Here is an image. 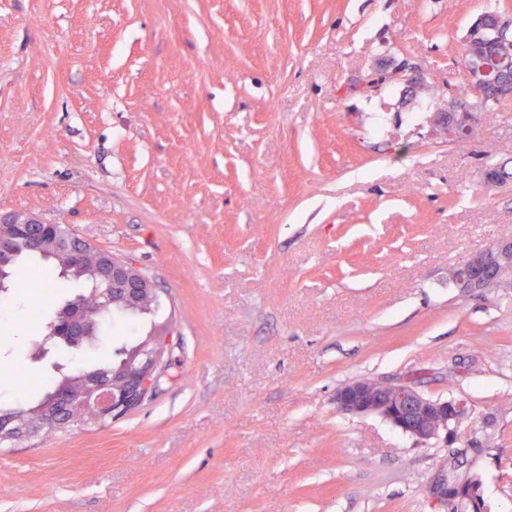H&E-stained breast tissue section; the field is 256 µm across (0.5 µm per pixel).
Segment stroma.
Here are the masks:
<instances>
[{
  "instance_id": "1",
  "label": "stroma",
  "mask_w": 512,
  "mask_h": 512,
  "mask_svg": "<svg viewBox=\"0 0 512 512\" xmlns=\"http://www.w3.org/2000/svg\"><path fill=\"white\" fill-rule=\"evenodd\" d=\"M494 2L0 0V214L131 259L176 332L139 407L0 453V512H450L456 460L512 512V288L448 280L512 238V100L430 133ZM404 61L432 92H358ZM49 312L0 318V374ZM359 378L470 412L419 443L337 411Z\"/></svg>"
}]
</instances>
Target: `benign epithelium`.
I'll list each match as a JSON object with an SVG mask.
<instances>
[{
	"label": "benign epithelium",
	"instance_id": "7a95c632",
	"mask_svg": "<svg viewBox=\"0 0 512 512\" xmlns=\"http://www.w3.org/2000/svg\"><path fill=\"white\" fill-rule=\"evenodd\" d=\"M504 24L482 13L468 28L467 49L462 65L468 73L476 96L481 99L500 91L512 78V65L507 58L497 54V40ZM475 126L471 107L455 98L448 101V111L442 116L441 129L448 141H458L470 136ZM54 225L39 216L28 213L0 215V240L21 230L27 249L38 251L44 237L53 231ZM512 239L500 241L492 247L473 253L455 267L452 282L462 294L484 292L498 284L512 281ZM102 279L112 286H123L120 297L108 291L105 300L109 304L132 307L140 303L146 293L156 292L151 279L129 260L112 254L104 256L99 265ZM61 336L72 344H79L93 334L89 323L64 319ZM174 348L173 332L156 331L150 344L140 348L118 367L105 374L86 375L81 395L82 403L95 415L98 422L118 419L140 406L158 388ZM334 400L339 412L346 415H377L403 433L426 442L439 432L448 434L456 424L468 415V402L462 398L433 399L420 393L409 383L381 382L373 379H357L336 390ZM48 423L68 425L61 413L41 419L19 416L0 418V437L15 441L22 437L35 438ZM448 504L462 512H485L478 492L467 482L448 485Z\"/></svg>",
	"mask_w": 512,
	"mask_h": 512
}]
</instances>
